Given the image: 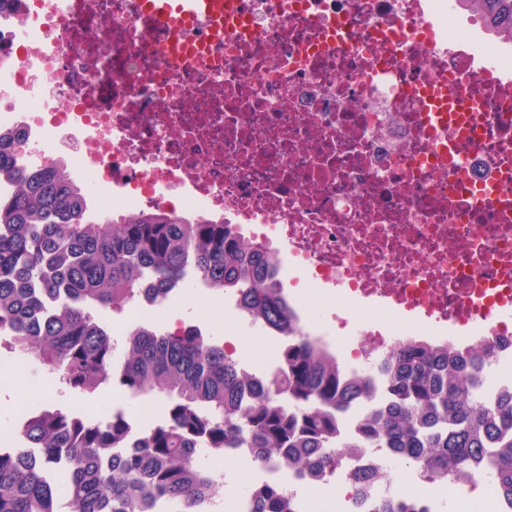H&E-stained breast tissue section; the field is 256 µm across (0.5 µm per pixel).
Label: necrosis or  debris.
<instances>
[{
    "label": "necrosis or debris",
    "mask_w": 512,
    "mask_h": 512,
    "mask_svg": "<svg viewBox=\"0 0 512 512\" xmlns=\"http://www.w3.org/2000/svg\"><path fill=\"white\" fill-rule=\"evenodd\" d=\"M177 34L131 0L0 12V130L28 170L68 151L102 210L193 211L277 245L305 296L343 297L371 350L419 315L512 327V52L452 0H234ZM364 450L335 472L392 471Z\"/></svg>",
    "instance_id": "1"
}]
</instances>
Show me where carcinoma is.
I'll return each mask as SVG.
<instances>
[{
    "mask_svg": "<svg viewBox=\"0 0 512 512\" xmlns=\"http://www.w3.org/2000/svg\"><path fill=\"white\" fill-rule=\"evenodd\" d=\"M512 43V0H456ZM24 140L0 131V345L68 391L93 393L118 379L131 398H159L166 419L127 444L118 412L90 422L54 401L16 421L0 448V512H200L224 482L199 459L234 448L260 468L303 474L333 470L365 446L387 450L433 483L478 469L494 486L496 512H512V379H489L499 360L486 336L471 343L398 339L376 372L350 375L322 337L303 330L286 292L280 254L244 237L236 224L162 209L87 214L84 191L62 158L37 173L15 167ZM229 291L253 324L281 338L277 369L259 379L194 324L145 326L124 341L115 365L102 309L157 305L188 274ZM367 408L354 436L342 417ZM353 496L368 512H438L407 494L378 496L386 472L358 471ZM250 512H304L300 496L267 485Z\"/></svg>",
    "mask_w": 512,
    "mask_h": 512,
    "instance_id": "carcinoma-1",
    "label": "carcinoma"
}]
</instances>
